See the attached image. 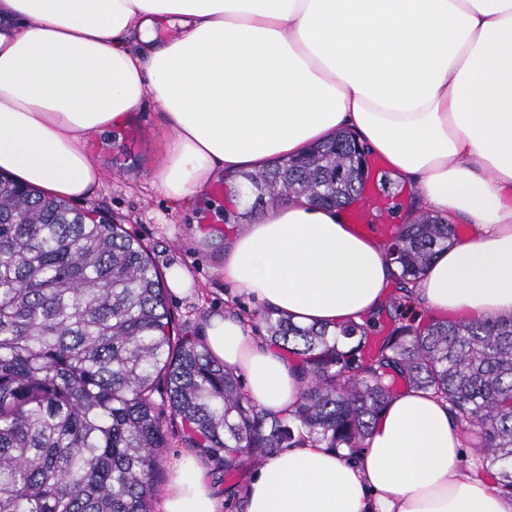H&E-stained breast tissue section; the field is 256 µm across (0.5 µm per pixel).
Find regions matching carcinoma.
I'll return each mask as SVG.
<instances>
[{
	"label": "carcinoma",
	"instance_id": "obj_1",
	"mask_svg": "<svg viewBox=\"0 0 512 512\" xmlns=\"http://www.w3.org/2000/svg\"><path fill=\"white\" fill-rule=\"evenodd\" d=\"M364 149L338 132L242 174L258 198L345 209ZM456 225L422 215L389 245L397 310ZM164 279L120 224L0 174V512H150L168 424L221 486L306 440L358 458L394 384L429 391L474 430L481 468L512 496V318L430 322L381 312L335 330L270 312L240 316L298 360L292 416L251 400L198 336L176 334Z\"/></svg>",
	"mask_w": 512,
	"mask_h": 512
}]
</instances>
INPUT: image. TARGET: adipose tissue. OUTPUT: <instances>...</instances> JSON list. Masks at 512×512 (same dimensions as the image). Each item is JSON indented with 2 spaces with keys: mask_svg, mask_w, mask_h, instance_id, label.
<instances>
[{
  "mask_svg": "<svg viewBox=\"0 0 512 512\" xmlns=\"http://www.w3.org/2000/svg\"><path fill=\"white\" fill-rule=\"evenodd\" d=\"M179 30L162 40L158 22ZM152 95L173 131L152 184L173 202L344 129L412 189V216L475 230L441 251L412 304L512 316V0H0V170L81 199L101 184L88 137ZM384 242L345 212L292 199L234 234L220 273L304 324L361 322L386 298ZM214 359L287 414L300 377L234 317H209ZM460 428L432 393L395 396L357 460L308 443L270 454L245 512H512L463 473ZM195 457L162 512H218Z\"/></svg>",
  "mask_w": 512,
  "mask_h": 512,
  "instance_id": "adipose-tissue-1",
  "label": "adipose tissue"
}]
</instances>
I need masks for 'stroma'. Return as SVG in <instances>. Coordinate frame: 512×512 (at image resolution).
I'll use <instances>...</instances> for the list:
<instances>
[{
  "mask_svg": "<svg viewBox=\"0 0 512 512\" xmlns=\"http://www.w3.org/2000/svg\"><path fill=\"white\" fill-rule=\"evenodd\" d=\"M172 135L149 96L122 127L91 134L89 146L101 164V184L79 205L124 225L149 247L159 270L178 264L188 271L193 289L183 296L168 293L167 301L183 331L196 336L211 315L260 308L218 272L224 262L227 230H246L256 219L250 210L255 196L247 192L242 203L230 204L231 191L219 178L207 197L185 208L174 207L151 186ZM228 212L236 216L230 226L224 222Z\"/></svg>",
  "mask_w": 512,
  "mask_h": 512,
  "instance_id": "1",
  "label": "stroma"
}]
</instances>
